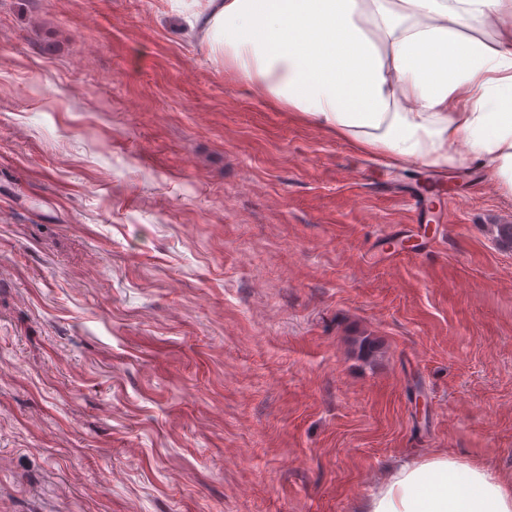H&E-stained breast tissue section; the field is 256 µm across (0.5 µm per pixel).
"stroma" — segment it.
<instances>
[{
    "label": "stroma",
    "instance_id": "obj_1",
    "mask_svg": "<svg viewBox=\"0 0 512 512\" xmlns=\"http://www.w3.org/2000/svg\"><path fill=\"white\" fill-rule=\"evenodd\" d=\"M391 177L171 0H0V512H355L435 450L512 478V196L418 227Z\"/></svg>",
    "mask_w": 512,
    "mask_h": 512
}]
</instances>
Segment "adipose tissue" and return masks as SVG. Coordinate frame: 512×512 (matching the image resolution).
<instances>
[{
    "instance_id": "adipose-tissue-1",
    "label": "adipose tissue",
    "mask_w": 512,
    "mask_h": 512,
    "mask_svg": "<svg viewBox=\"0 0 512 512\" xmlns=\"http://www.w3.org/2000/svg\"><path fill=\"white\" fill-rule=\"evenodd\" d=\"M253 92L394 160L480 167L512 195V0H199L188 19ZM359 512H512V479L441 452Z\"/></svg>"
}]
</instances>
